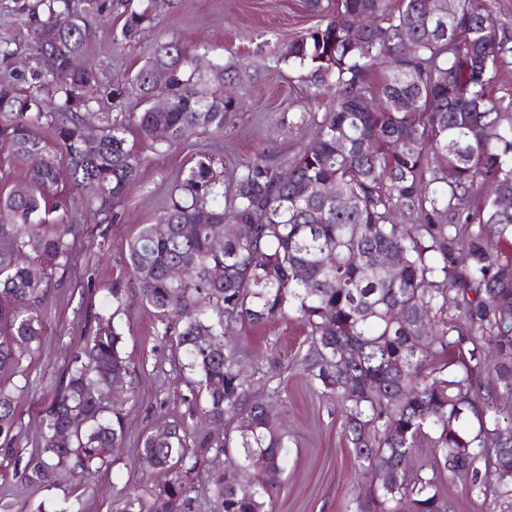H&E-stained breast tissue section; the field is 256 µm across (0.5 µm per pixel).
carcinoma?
Masks as SVG:
<instances>
[{"label":"carcinoma","mask_w":512,"mask_h":512,"mask_svg":"<svg viewBox=\"0 0 512 512\" xmlns=\"http://www.w3.org/2000/svg\"><path fill=\"white\" fill-rule=\"evenodd\" d=\"M82 4L19 5L34 64L0 81V146L29 172L0 192V297L11 302L0 307V373L19 368L40 341L43 288L69 271L66 197L95 186L90 212L113 221L144 165L129 127L169 149L223 132L239 106L206 90L187 48L165 41L130 87L148 103L155 72L165 71L167 110L93 111L98 76L69 63L85 50L90 18L121 9L120 37L130 41L154 20L153 3ZM308 6L321 23L281 56L306 70L327 102L322 115L300 116L315 131L287 164L291 179L281 182L279 167L258 157L226 186L201 159L183 170L158 221L127 241L141 300L159 318L158 335L177 336L187 383L206 394L198 413L212 427L182 420L144 437L146 464L175 472L150 512H186L188 475L220 454L234 462L209 477L223 512H273L288 435L271 405L252 397L254 379L227 333L287 312L310 336L295 363L339 401L355 474L368 482L355 512H449L445 483L456 481L512 499V209L498 204L512 197V100L490 95L512 33L472 0ZM361 14L373 23L356 30ZM364 97L378 108L360 110ZM396 213L414 223H395ZM221 236L224 247H214ZM123 336L101 317L69 355L43 410L40 449L25 465L28 481L49 483L64 466L90 474L120 447L121 424L105 416L102 394L129 372ZM14 424L13 397L0 386V435ZM493 436L506 443L495 446ZM421 445L433 461L411 477Z\"/></svg>","instance_id":"obj_1"}]
</instances>
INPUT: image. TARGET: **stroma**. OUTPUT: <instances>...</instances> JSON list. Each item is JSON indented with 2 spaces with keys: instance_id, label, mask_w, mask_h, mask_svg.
I'll list each match as a JSON object with an SVG mask.
<instances>
[{
  "instance_id": "obj_1",
  "label": "stroma",
  "mask_w": 512,
  "mask_h": 512,
  "mask_svg": "<svg viewBox=\"0 0 512 512\" xmlns=\"http://www.w3.org/2000/svg\"><path fill=\"white\" fill-rule=\"evenodd\" d=\"M155 13V27L131 41L115 39L124 22L119 13L103 14L93 23L81 62L95 67L112 114L143 111V103L126 87L157 44L171 39L193 52L202 74L216 65L228 68L244 101L226 120L223 134H199L165 152L129 134L145 164L137 186L115 205L114 223H95L81 204L71 205L76 265L44 290L40 342L17 373L0 375V384L14 396L17 416L7 437L15 453L0 456V503H10L13 512L37 506L59 512L74 500L82 512H124L125 491L155 492L169 482V471L147 468L140 454L142 439L169 422L190 420L199 398L180 376L183 353L175 337L156 334V313L138 296L125 245L141 225L163 214L184 167L209 158L214 173L228 182L259 156L286 166L313 133L309 127L297 128L296 121L300 112L317 109L316 90L304 70L281 57L289 42L318 22L304 0H157ZM0 41L10 42L15 51L10 64L0 63V72L8 66L24 69L28 35L15 0H0ZM117 89L122 97H114ZM118 281L125 295L117 307L111 290ZM110 314L126 330L123 351L130 365L107 402L109 412L122 417L123 445L91 479L67 468L50 483H28L24 467L40 444L42 410L62 378L67 353L85 344L96 316ZM231 340L244 370L256 380L255 397L268 394L261 382L266 357H278L285 368L273 405L288 431V467L274 512H352L354 498L364 495L366 486L350 480L354 459L339 407L292 365L308 345L304 327L293 317H277L237 326Z\"/></svg>"
}]
</instances>
